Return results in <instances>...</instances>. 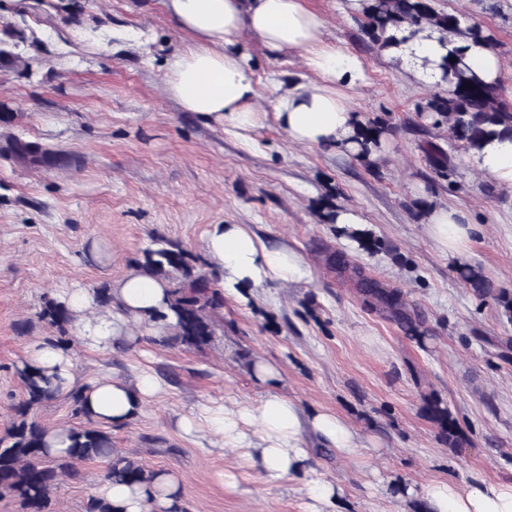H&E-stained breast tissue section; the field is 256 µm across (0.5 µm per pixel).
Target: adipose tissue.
Segmentation results:
<instances>
[{"label": "adipose tissue", "mask_w": 512, "mask_h": 512, "mask_svg": "<svg viewBox=\"0 0 512 512\" xmlns=\"http://www.w3.org/2000/svg\"><path fill=\"white\" fill-rule=\"evenodd\" d=\"M174 25L189 36L191 44L165 62L166 92L185 112L223 122L225 128L249 131L256 128L263 112L257 104L254 73L235 49L242 35L249 34L273 53H299L306 70L317 76L315 84L293 85L278 96L274 119L291 142L326 148L347 157L359 152L353 140L363 118L348 102L346 90L365 81V64L355 55L326 41L324 17L307 0H161ZM400 45L388 56L412 79L443 86L440 64L449 52L465 48L466 62L486 84L500 82L499 55L487 44H463L437 31L417 34L401 31ZM466 164L501 186L512 187V135L495 137L480 146L464 149ZM430 237L442 251L463 256L479 227L462 209L435 207L424 217ZM204 251L211 271L220 278L224 292L267 284L303 280L308 270L300 255L285 244L270 245L244 224L210 225ZM112 302L106 314L94 315L96 300L77 288L63 301L80 316L78 338L93 348L111 346L129 322L171 326L176 316L169 307L165 280L141 270L129 272L113 283ZM25 361L50 376L58 392L66 393L76 383L69 349L36 340L29 344ZM162 390L150 372L128 382L104 376L86 385L82 406L95 422L118 430L126 427L145 404ZM182 433L208 432L223 447L237 451L264 482L277 486L295 481L306 495L309 512H338L341 490L321 478L312 466V453L304 436L335 448L338 455L354 457L359 443L353 430L336 414L326 410L304 412L288 396L267 392L256 405L234 410L203 409L182 417ZM408 497L422 500L426 512H512V483L473 479L465 485L434 480L421 487H408ZM98 495L115 512H182L178 478L160 472L148 482L127 485L104 481Z\"/></svg>", "instance_id": "ef3b65f1"}]
</instances>
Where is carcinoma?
<instances>
[{
	"label": "carcinoma",
	"mask_w": 512,
	"mask_h": 512,
	"mask_svg": "<svg viewBox=\"0 0 512 512\" xmlns=\"http://www.w3.org/2000/svg\"><path fill=\"white\" fill-rule=\"evenodd\" d=\"M365 17L364 34L380 53L398 43L390 35L403 25L420 29L431 26L453 37L472 42L493 44L492 37L474 24L463 28L452 13L438 12L432 0H363ZM24 38L23 31L10 28L0 30V67L13 68L27 65V60L9 50L10 42ZM455 61L445 58L442 63L446 92L431 94L423 107L450 123L453 137L464 146L501 134L512 133V108L499 100L498 92L476 77L465 62L464 50L453 55ZM387 121L374 117L357 129L355 140L361 155L359 160L371 164L370 156L380 147L381 138L387 133ZM345 235L367 250L380 248V240L365 230H351ZM156 248L144 251L145 261L141 270L155 276L168 277L170 308L177 316V324L167 342L174 345L200 348L214 335L211 314L224 304L220 289L212 287L214 274L195 270L200 258L193 256L179 242L163 237L155 240ZM465 284L481 295L491 290L488 280L478 268L467 267L460 271ZM358 286L366 304L388 313L408 330H416L420 321L406 310L398 290L382 288L373 280L359 277ZM41 318L60 332L46 341L69 343L64 337L72 316L62 302H50L41 312ZM18 377L25 391V399L15 407V417L6 435L0 437V496L10 495L20 500L24 512H48L50 495L60 481L79 477L77 465L97 458H108L110 464L103 479L128 484L151 479L154 473L139 461L119 455L112 448L111 434L93 427L71 428L68 453L49 458L45 444L48 428L29 418L32 407L54 397L48 389L49 380L43 370L29 366L18 370ZM431 419L439 426L448 443L457 441L454 420L448 410L436 401L427 402Z\"/></svg>",
	"instance_id": "carcinoma-1"
}]
</instances>
